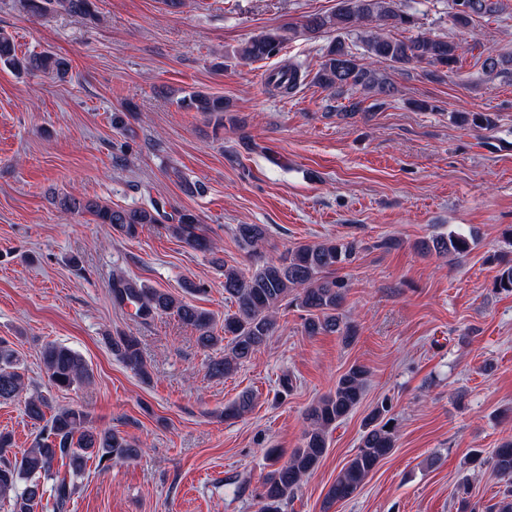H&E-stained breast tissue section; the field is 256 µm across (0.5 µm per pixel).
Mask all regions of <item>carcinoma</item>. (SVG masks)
I'll use <instances>...</instances> for the list:
<instances>
[{
  "label": "carcinoma",
  "mask_w": 512,
  "mask_h": 512,
  "mask_svg": "<svg viewBox=\"0 0 512 512\" xmlns=\"http://www.w3.org/2000/svg\"><path fill=\"white\" fill-rule=\"evenodd\" d=\"M28 12L40 16L48 11L97 19L93 0H21ZM505 9L503 0H452L450 19L461 29L476 18L492 17ZM414 23L404 12L400 0H338L336 10L329 14H313L302 23L308 34H319L337 29L359 33L364 50L370 58L383 59L400 65L415 64L423 68L426 78L441 80L448 76L465 53L464 46L451 38L443 39L427 34L402 39L388 34L390 29L407 27ZM297 29L292 25L272 29L245 41L236 55L244 63L263 61L277 56L285 43L291 41ZM0 64L29 74H52L65 79L70 70L66 58L51 52H31L17 55L13 39L0 33ZM489 73L512 70V54L489 53L482 62ZM305 79L296 66L281 68L271 74L267 85L282 96L294 94ZM321 88L340 98L345 93L359 91L376 96L378 104L393 92L390 78L361 62L345 41L331 42L324 60L314 75ZM186 111L201 112L208 123L218 131L224 128V112L228 103L224 96L192 92L177 101ZM458 121L472 128L488 129L496 125V115L490 112H460ZM54 203L73 214H89L98 224H109L120 234L133 237L143 224H162L169 220L164 206L151 198L139 207H113L88 197L63 194L54 197ZM177 239L193 250L214 253L215 246L206 235L195 215L181 213L177 223L167 225ZM236 238L243 245L258 248L269 237L265 224H239ZM415 248L428 254L432 251L458 259L471 250V240L462 233L451 232L416 243ZM358 253L353 241L326 240L301 244L244 272L215 263L224 268V294L236 307L224 315V324L217 325L214 315L172 294L140 284L123 275L112 278V303L130 305L134 315L147 323L158 316L170 315L192 326L198 336L197 344L211 350L208 372L221 378L233 373L264 346L277 328L280 310L294 306L304 312L303 330L308 336L337 334L346 342L355 336L354 327L343 320L342 304L348 288L345 279L335 275L338 267L351 263ZM494 288L499 293L512 295V263L499 262ZM112 354L142 380L151 379L150 363L140 340L118 332L108 337ZM43 365L51 385L66 390L90 381L88 366L72 349L49 343L41 351ZM369 370L363 365L351 366L306 414V429L300 446L287 460L276 448L266 449V457L274 465L258 494L257 512H283L294 500L304 479L319 465L328 449V434L336 424L347 417L360 403ZM26 389L19 360L9 345L0 339V401L23 400L25 415L35 423H44L35 446L21 459L6 456L11 447V435L0 433V499L11 503V512H36L44 497L52 498V512H66L75 493V484L65 478L46 488L42 480L51 476L58 460H68L72 472H82L87 462L97 460V466L133 461L141 456L142 448L121 433L109 428L88 425L87 414L73 407L52 409L48 399L41 395L22 398ZM253 407L252 397L244 393L237 401L224 408V418L237 419ZM52 411L46 415V411ZM388 405L375 407L365 418L363 434L353 457L341 468L329 487L323 512L339 502L353 498L364 481L396 447L395 419L389 416ZM486 463L505 483V489L494 503H470V482L462 480L454 494L461 496L458 512H512V440L493 449Z\"/></svg>",
  "instance_id": "carcinoma-1"
}]
</instances>
